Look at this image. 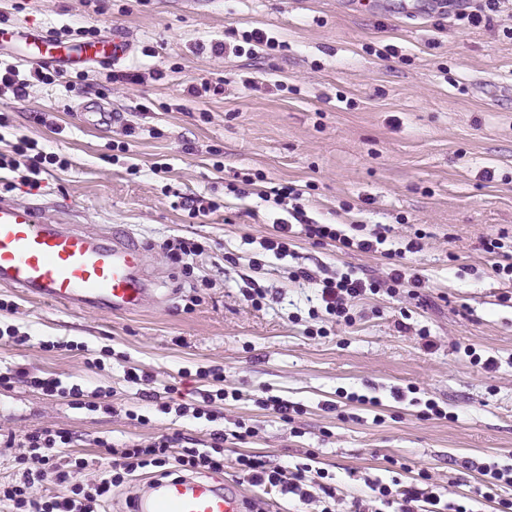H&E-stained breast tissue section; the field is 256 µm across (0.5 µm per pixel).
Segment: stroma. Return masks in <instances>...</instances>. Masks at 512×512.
<instances>
[{"label":"stroma","instance_id":"35a3bbf8","mask_svg":"<svg viewBox=\"0 0 512 512\" xmlns=\"http://www.w3.org/2000/svg\"><path fill=\"white\" fill-rule=\"evenodd\" d=\"M400 3L354 11L348 0H0L2 25H93L132 41L122 63L86 68L75 89L67 87L74 72L64 70L23 98L0 93L9 118L0 154L28 136L67 162L35 189L24 170L0 168V195L51 199L57 214L79 210L84 226L102 234L129 229L166 297L115 316L0 286L9 305L0 328L26 338L0 342V371L19 374L0 390V434L73 431L88 460L78 480L91 484L111 462L99 441L176 432L203 441L242 422L254 431L245 451L272 464L315 457L336 488V512H352L357 499L373 505L375 483L407 485L421 471L442 502L467 496L474 512L512 499L506 485L488 500L474 495L480 466L512 463V302L500 300L512 281L493 273L495 259L482 248L499 235L512 245V15L463 31L434 13L403 16ZM255 27L285 49L258 59L211 53L231 31ZM387 44L397 57H378ZM132 66L142 83L121 80ZM248 78L258 89L245 86ZM218 80L223 95L187 92ZM99 104L114 114L111 125L88 124ZM129 125L135 136H126ZM257 173L309 184L307 212L318 222L390 225V248L422 232L421 250L404 259L423 282L419 297H368L349 325L324 313L312 279L350 269L382 277L387 261L303 238L288 255L263 254L268 203L227 188ZM182 194L220 208L190 217L175 207ZM184 239L205 247L189 276L165 251ZM300 270L309 280L295 279ZM249 288L262 291L259 306L244 300ZM88 355L102 357L103 369L88 370ZM488 356L490 370L481 363ZM130 367L146 375L141 387L125 381ZM209 367L222 370L230 393L221 419L165 414L149 399L173 385L201 404L209 385L196 372ZM34 376L81 385L85 407L40 394L28 383ZM100 388L111 390L112 412L95 408ZM271 395L300 403L302 414L284 422L263 406ZM429 399L447 418L423 417ZM130 409L147 424L128 419ZM223 478L267 512L322 508L252 486L230 466Z\"/></svg>","mask_w":512,"mask_h":512}]
</instances>
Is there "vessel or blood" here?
<instances>
[{
	"label": "vessel or blood",
	"instance_id": "b4317fda",
	"mask_svg": "<svg viewBox=\"0 0 512 512\" xmlns=\"http://www.w3.org/2000/svg\"><path fill=\"white\" fill-rule=\"evenodd\" d=\"M20 44L18 60L43 68L113 66L133 49L119 33L74 44L41 30L0 27V47ZM49 204L0 197V285L22 290L66 310L137 311L162 302L149 273L150 255L124 230L103 235L54 219ZM243 502L223 482L177 475L157 480L127 512H243Z\"/></svg>",
	"mask_w": 512,
	"mask_h": 512
}]
</instances>
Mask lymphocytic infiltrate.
I'll return each mask as SVG.
<instances>
[{
  "label": "lymphocytic infiltrate",
  "instance_id": "1",
  "mask_svg": "<svg viewBox=\"0 0 512 512\" xmlns=\"http://www.w3.org/2000/svg\"><path fill=\"white\" fill-rule=\"evenodd\" d=\"M56 154L45 152L37 140L23 137L18 140L12 156L0 155V166L26 169L30 178L29 186H37L38 177L48 167L56 165ZM258 197L275 205H289V219L277 218L273 221L275 233L263 242L265 250L282 256L288 252V243L295 234L317 241L334 242L344 251L383 253L386 258H394L395 250L386 248L385 225H375L366 234L347 233L341 225L321 224L310 219L301 203L304 191L294 184L274 187H260ZM420 287L418 277H405L401 270L394 269L386 282L368 281L354 272L319 280L317 288L320 300L327 314L337 321L351 322V310L357 300L366 295L377 294L380 290L396 293L404 283ZM223 430L215 429L209 434L206 447L193 448L183 445L179 435H161L148 442H134L122 446L107 445L106 451L112 457L109 470L92 485L77 481V474L87 462L84 457L70 454L66 464H59L61 449H70L74 442L73 434L63 428L43 426L25 433L17 439H8L7 447L20 448L19 460L25 468L15 482L0 483V502H9L12 512H93L96 503L108 500L115 487L125 483L135 472L148 467L159 469L161 475H168L170 468L195 474H220L224 471V444L227 440ZM237 472L257 486H273L282 494L298 496L309 501L312 495L310 485H317L322 494L324 506L321 512H334L333 502L336 493L332 486L321 483L312 476L309 464L296 466L295 470L282 467H268L265 461L248 454H237L234 459ZM379 500L382 504L397 505L399 512H439L437 496L418 488L412 483L394 491L387 486H379Z\"/></svg>",
  "mask_w": 512,
  "mask_h": 512
}]
</instances>
